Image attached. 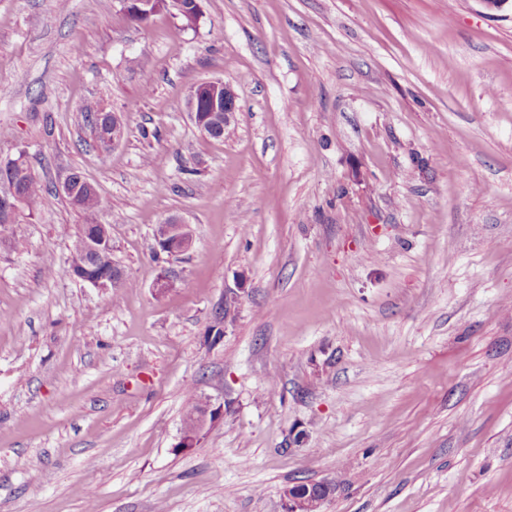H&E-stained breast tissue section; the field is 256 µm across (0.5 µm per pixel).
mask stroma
Listing matches in <instances>:
<instances>
[{
    "label": "stroma",
    "instance_id": "obj_1",
    "mask_svg": "<svg viewBox=\"0 0 512 512\" xmlns=\"http://www.w3.org/2000/svg\"><path fill=\"white\" fill-rule=\"evenodd\" d=\"M201 5L0 0V160L49 186L0 244V512H282L327 479L320 512H512V0ZM203 80L237 97L219 140ZM75 171L134 288L68 275ZM191 396L223 415L182 452ZM205 87L208 88L207 92H204L201 95L202 100L207 102V113H210L208 116L198 120V113L200 109V94L196 90V84L190 90L189 94V108L191 112L192 120L196 126L203 134L209 136L211 130L218 128V126H222L223 130L227 126L231 124L234 120L235 112L238 111V106L236 103V96L231 90V88L225 84L221 80H208L204 81ZM214 84L216 87L212 90L206 85ZM221 89H223V96L221 94ZM221 113H223L224 122L221 123ZM83 116L86 125L92 133L93 143L89 145L91 148L108 151L112 148L114 149L122 141L124 123L119 114L108 112L98 106H87ZM110 127H112V148L101 149L106 144L104 135L109 133ZM193 244L188 225L178 218L167 220L158 224L154 233V249L159 251L167 248L168 259L177 256L181 252L188 251ZM333 489L334 484L330 481L311 483L306 490L299 488L298 485L289 486L283 493V512H312V505L315 503L313 497L324 494L318 502L322 503Z\"/></svg>",
    "mask_w": 512,
    "mask_h": 512
}]
</instances>
